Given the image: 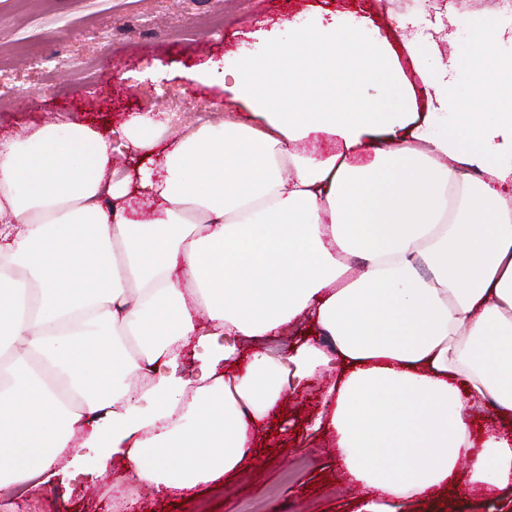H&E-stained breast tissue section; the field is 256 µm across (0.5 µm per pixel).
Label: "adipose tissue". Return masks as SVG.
I'll return each instance as SVG.
<instances>
[{
  "instance_id": "obj_1",
  "label": "adipose tissue",
  "mask_w": 512,
  "mask_h": 512,
  "mask_svg": "<svg viewBox=\"0 0 512 512\" xmlns=\"http://www.w3.org/2000/svg\"><path fill=\"white\" fill-rule=\"evenodd\" d=\"M474 21L460 88L406 49L431 111L369 20L299 33L243 62L248 111L202 127L159 167L160 130L73 123L0 143V488L74 453L85 431L138 482L193 497L251 458L286 394L335 372L314 432L334 434L364 512H413L448 484L512 491V56ZM492 100L493 109L477 104ZM327 135L336 153L292 151ZM308 320L278 356L264 339ZM206 349L204 382L172 375ZM111 382L94 387L101 373ZM493 409L502 428L474 440Z\"/></svg>"
}]
</instances>
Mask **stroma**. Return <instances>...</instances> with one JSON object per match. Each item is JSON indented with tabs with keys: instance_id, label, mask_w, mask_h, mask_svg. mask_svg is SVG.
<instances>
[{
	"instance_id": "obj_1",
	"label": "stroma",
	"mask_w": 512,
	"mask_h": 512,
	"mask_svg": "<svg viewBox=\"0 0 512 512\" xmlns=\"http://www.w3.org/2000/svg\"><path fill=\"white\" fill-rule=\"evenodd\" d=\"M0 0V62L11 89L0 96V138H24L29 129L73 121L101 133L118 129L135 112L171 99L168 146L199 127L222 131L233 113L224 91L190 79L199 69L221 74L243 58L262 62L269 43L289 47L293 34L320 21L370 17L394 50L418 109L427 96L391 14L408 0ZM334 375L287 397L277 423L264 426L255 457L224 485L200 488L186 501L146 487L99 449H81V475L67 459L51 485L32 496L0 492V512H360L362 494L343 472L332 435L310 431ZM425 512H512V494L500 498L463 485Z\"/></svg>"
}]
</instances>
